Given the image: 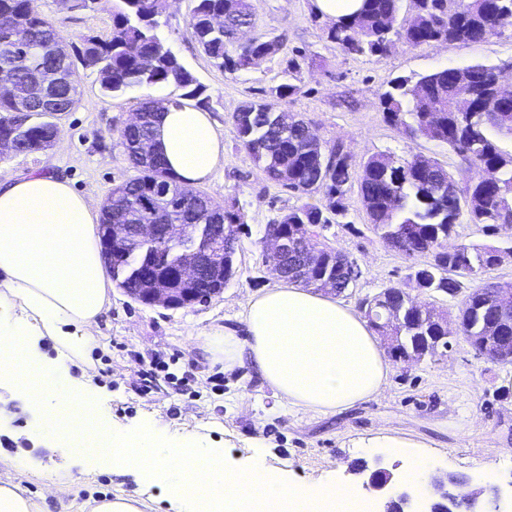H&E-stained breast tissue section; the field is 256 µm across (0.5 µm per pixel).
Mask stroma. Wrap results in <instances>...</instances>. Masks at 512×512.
I'll return each mask as SVG.
<instances>
[{"instance_id":"1","label":"stroma","mask_w":512,"mask_h":512,"mask_svg":"<svg viewBox=\"0 0 512 512\" xmlns=\"http://www.w3.org/2000/svg\"><path fill=\"white\" fill-rule=\"evenodd\" d=\"M117 5L118 0H97L92 9L76 10L65 0H38L41 13L74 57L83 37L110 35ZM194 5L195 0H170L161 35L203 85L205 110L224 138V159L199 189L242 216L234 276L208 302L178 309L145 305L114 288L112 306L97 329L101 343L89 362L72 366V375L90 377L99 407L111 413L114 422L135 428L153 418L167 426L172 438L198 434L209 445L223 448L229 465H246L259 449L270 465L287 469L289 480L311 487L341 485L379 510L382 499L352 475L354 464H382L406 489L416 458L429 457L439 462L441 471L463 477L472 487L500 486L499 506L502 512H512V364L478 357L463 337L451 336L447 355L440 360H390L379 395L333 415L288 406L251 366L225 371L223 361L198 346L200 334L240 327L250 299L280 286L264 261L266 224L303 204L326 203L322 194L301 195L268 180L239 145L232 114L287 81L298 92L287 99L285 110L309 121L323 144L342 145L353 168L375 153L398 158L420 154L438 159L455 177H462L463 163L455 152L422 137L409 138L388 122L380 96L402 77L512 62V20L498 35L481 42L400 45L386 55L370 56L345 52L329 39L334 22L316 14L312 0H254L252 35L279 38L281 49L230 73L216 66L188 35ZM78 75L80 100L62 114L53 147L1 155L0 181L49 170L98 208L113 187L135 175L120 129L144 96L168 100L179 92L154 87L104 99L95 72L82 68ZM345 204L349 225H332L327 236L360 271L356 284L337 297L356 312L365 296L393 285L410 288L416 260L389 247L373 230L358 186L348 190ZM149 365L157 372L155 389L146 395L141 383ZM364 439H394L403 442L404 449L364 448ZM0 454L27 458L29 470L21 483L31 497H44L51 482L69 483L68 501L44 498L45 512H70L69 503L90 505L117 494L142 498L143 512H175L162 486H144L129 473H102L85 463L59 461L35 428L32 410L18 400L0 420Z\"/></svg>"}]
</instances>
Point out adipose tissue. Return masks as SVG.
<instances>
[{
	"label": "adipose tissue",
	"instance_id": "ef3b65f1",
	"mask_svg": "<svg viewBox=\"0 0 512 512\" xmlns=\"http://www.w3.org/2000/svg\"><path fill=\"white\" fill-rule=\"evenodd\" d=\"M157 145L184 185L206 180L224 156V140L207 113L167 106ZM93 205L51 171L0 184V379H13L26 404L40 412L39 426L69 429L54 448L66 459H89L104 471H134L164 486L179 512H313L323 499L344 500L342 487L311 489L271 470L262 455L248 467L224 464L220 448L193 436L171 450L158 420L130 430L96 404L90 380L71 376L100 341L99 318L112 303V282L101 257ZM49 338L63 354L41 360L33 337ZM205 351L221 354L225 370L250 363L288 405L336 412L377 395L388 366L365 321L326 296L286 285L254 297L243 330L203 335ZM0 466V512H44L16 482L24 458Z\"/></svg>",
	"mask_w": 512,
	"mask_h": 512
}]
</instances>
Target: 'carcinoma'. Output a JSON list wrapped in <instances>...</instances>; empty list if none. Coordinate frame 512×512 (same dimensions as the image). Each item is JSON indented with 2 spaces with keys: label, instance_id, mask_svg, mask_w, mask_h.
Returning <instances> with one entry per match:
<instances>
[{
  "label": "carcinoma",
  "instance_id": "1",
  "mask_svg": "<svg viewBox=\"0 0 512 512\" xmlns=\"http://www.w3.org/2000/svg\"><path fill=\"white\" fill-rule=\"evenodd\" d=\"M112 18V36L94 41L84 37L81 63H101L105 77L100 80L102 98L123 94L134 88L173 86L181 98L200 95L201 86L159 33L166 0H119ZM401 0H364L361 11L336 23L329 38L354 54L383 55L396 43L415 47L438 42L475 43L499 33L498 18L512 15V0H413V10L402 18L399 29L383 25L390 15L397 17ZM27 25L25 49L14 46L8 24ZM256 23L252 0H196L187 30L192 40L214 63L235 72L245 69L244 60L269 57L280 49L276 39H262L247 47L236 44V34ZM56 32L37 11L35 0H0V69L14 73L20 91H27L36 70L52 68L61 77L51 101L39 103L36 96L25 102L0 98V137L9 136L16 125L26 123L19 150L39 151V143L59 128L49 126V112L71 110L79 101L74 63L59 59L51 51ZM497 68L482 64L464 68L448 67L420 77L416 82L401 78L382 93L380 105L387 119L404 128L411 137H426L448 145L463 157L467 169L461 179L448 173L435 159L419 162L417 156L402 158L390 166L384 154L371 155L363 166L360 194L370 223L392 248L406 254L431 255L430 266L415 272L410 280L420 287L451 297L461 291L455 275L484 274L495 265V250L482 244L447 245L448 237L461 216L471 224L495 228L512 224V153L502 151L495 135L512 136V100L491 94ZM297 87L284 83L270 89L259 102L244 104L232 116V125L242 147L252 156L265 176L294 192H320L328 200L325 208L306 203L266 225L265 235L288 233L319 235V230L341 223L346 217L344 198L354 172L341 147L329 150L314 145L311 127L297 120L284 132L277 123L282 102ZM142 121L120 132L127 159L137 175L114 187L103 208L101 223L123 224L150 221L157 224H218L224 231V256L217 264L204 266L198 280L187 283L161 263L143 266L135 276L113 280L131 293L151 280L165 279L169 287L183 293L215 292L227 286L233 276L232 255L243 222L238 211L214 202L206 194L187 206L179 178L173 175L162 154L145 143L154 144L156 124L162 108L150 98L140 102ZM135 244H112V262L130 265L138 261ZM315 264V274L336 280L342 293L360 276L357 265L341 251L326 246L309 256L297 248L288 254L283 280L296 283L304 268ZM498 284L473 289L462 301L456 319L461 335L475 353L485 356V341L491 336H512V329L497 331L501 318L512 321V308L497 312L493 305ZM392 304L400 311L395 331L403 343L390 354L403 359L406 350H429L444 335L440 320L446 313L433 308L401 305L406 292L390 287Z\"/></svg>",
  "mask_w": 512,
  "mask_h": 512
}]
</instances>
